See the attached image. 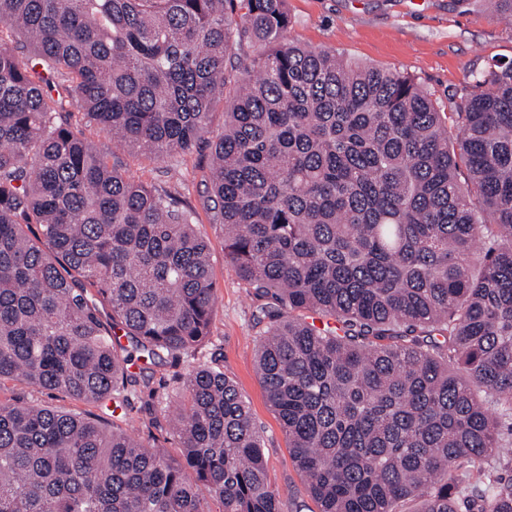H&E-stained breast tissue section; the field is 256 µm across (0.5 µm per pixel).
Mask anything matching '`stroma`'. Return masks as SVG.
I'll list each match as a JSON object with an SVG mask.
<instances>
[{
    "mask_svg": "<svg viewBox=\"0 0 512 512\" xmlns=\"http://www.w3.org/2000/svg\"><path fill=\"white\" fill-rule=\"evenodd\" d=\"M288 14V40L409 74L448 113L458 111L470 96L472 72L512 59V26L487 10L483 0H288ZM68 119L82 126L108 163L199 205L205 190L202 154L193 152L159 164L113 144L78 109H71ZM196 228L210 242L218 298L211 334L198 359L220 367L235 380L249 404L253 420L264 435L267 476L280 493L281 512H314L316 505L305 479L291 460L288 437L256 373L261 328L253 320L249 290L225 263L224 236L210 224L205 211H198ZM1 399L77 414L96 411L94 405L12 379L0 381ZM128 412L136 439L146 445L158 444L173 459H181L176 436L156 438L150 424L148 395L135 399Z\"/></svg>",
    "mask_w": 512,
    "mask_h": 512,
    "instance_id": "stroma-1",
    "label": "stroma"
}]
</instances>
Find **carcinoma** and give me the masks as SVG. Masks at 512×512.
Wrapping results in <instances>:
<instances>
[{"mask_svg":"<svg viewBox=\"0 0 512 512\" xmlns=\"http://www.w3.org/2000/svg\"><path fill=\"white\" fill-rule=\"evenodd\" d=\"M288 24V0H0V380L106 410L0 403V512H280L219 368L155 396L183 463L127 432L134 354L193 360L210 335V246L68 104L147 159L205 151L201 204L318 512H512L492 466L512 445V61L447 114Z\"/></svg>","mask_w":512,"mask_h":512,"instance_id":"1","label":"carcinoma"}]
</instances>
